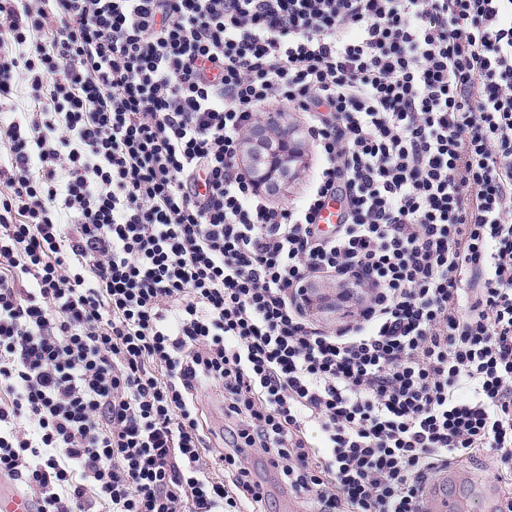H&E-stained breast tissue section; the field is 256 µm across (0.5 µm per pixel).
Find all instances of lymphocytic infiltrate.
<instances>
[{
	"label": "lymphocytic infiltrate",
	"instance_id": "obj_1",
	"mask_svg": "<svg viewBox=\"0 0 512 512\" xmlns=\"http://www.w3.org/2000/svg\"><path fill=\"white\" fill-rule=\"evenodd\" d=\"M20 79L0 476L36 512H268L258 459L302 512H426L481 456L512 485V0H0V110ZM280 105L290 207L239 162ZM316 274L370 291L331 332ZM282 112H265L258 115L256 120L243 132L241 145V161L245 167L263 170L262 180L282 179L288 171V175L297 174L305 166V142L297 136L298 130L285 124L286 119L302 129L301 116L298 112L282 108ZM307 145V165L304 171L297 174L296 178L288 176V183L280 194L271 196L270 199L279 205L294 203L303 193L307 175L311 173L314 162V153L311 144ZM264 147L266 152L260 151ZM284 195V197H283ZM300 301L302 306L307 311L312 312H320L324 310H336V314L326 313L321 318H315L318 322H320L324 326H336L340 321L344 320V311H352L353 308H347L346 306H341L338 310L336 309V299H331L326 294L320 292V289L316 287H309L308 285L305 288H302L300 291Z\"/></svg>",
	"mask_w": 512,
	"mask_h": 512
}]
</instances>
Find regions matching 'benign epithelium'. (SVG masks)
Wrapping results in <instances>:
<instances>
[{
	"label": "benign epithelium",
	"mask_w": 512,
	"mask_h": 512,
	"mask_svg": "<svg viewBox=\"0 0 512 512\" xmlns=\"http://www.w3.org/2000/svg\"><path fill=\"white\" fill-rule=\"evenodd\" d=\"M298 130L284 122L283 113L265 112L243 132L241 161L245 167L262 168V180L281 179L305 166V142ZM302 306L312 312L336 310V300L316 287L300 291Z\"/></svg>",
	"instance_id": "obj_1"
}]
</instances>
